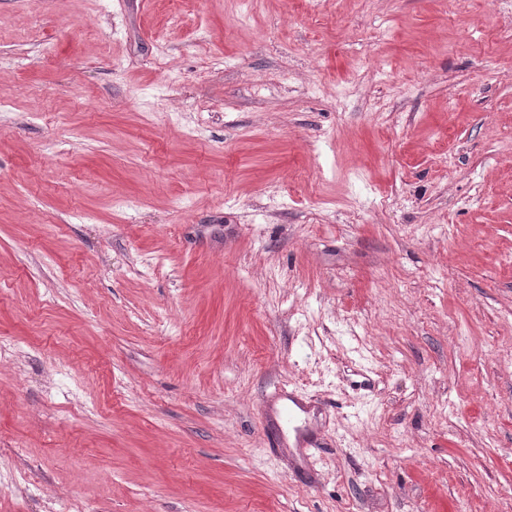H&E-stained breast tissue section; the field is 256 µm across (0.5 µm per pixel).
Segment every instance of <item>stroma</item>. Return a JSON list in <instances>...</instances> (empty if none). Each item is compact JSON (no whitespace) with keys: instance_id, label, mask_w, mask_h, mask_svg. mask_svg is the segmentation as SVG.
Masks as SVG:
<instances>
[{"instance_id":"1","label":"stroma","mask_w":512,"mask_h":512,"mask_svg":"<svg viewBox=\"0 0 512 512\" xmlns=\"http://www.w3.org/2000/svg\"><path fill=\"white\" fill-rule=\"evenodd\" d=\"M0 512H512V0H0Z\"/></svg>"}]
</instances>
